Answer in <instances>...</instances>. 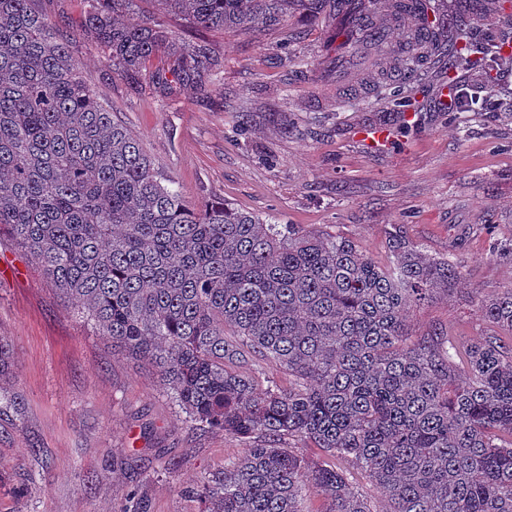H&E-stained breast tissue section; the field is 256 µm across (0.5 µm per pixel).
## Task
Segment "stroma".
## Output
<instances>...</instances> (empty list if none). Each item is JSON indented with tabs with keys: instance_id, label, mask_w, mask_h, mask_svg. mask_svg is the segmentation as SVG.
Here are the masks:
<instances>
[{
	"instance_id": "stroma-1",
	"label": "stroma",
	"mask_w": 512,
	"mask_h": 512,
	"mask_svg": "<svg viewBox=\"0 0 512 512\" xmlns=\"http://www.w3.org/2000/svg\"><path fill=\"white\" fill-rule=\"evenodd\" d=\"M449 21L469 19L485 41L512 37L502 0H437ZM73 34L86 84L141 140L156 172L189 203L225 199L279 224L354 241L388 261L387 236L404 225L433 256L453 254L464 281L417 308L414 335L433 328L487 333L478 292L512 286V263L490 254L512 238V98L494 112H451L442 91L487 87V72L447 62L403 84L401 104L339 88L324 18L297 13L274 27L207 33L224 59L223 96L192 88L165 95L112 70L83 27L84 0H36ZM382 129L379 142L362 138ZM0 337L15 362L0 388L23 398L0 412V512H123L137 491L144 512H203L193 489L244 445L192 427L146 362L113 349L30 257L0 242Z\"/></svg>"
}]
</instances>
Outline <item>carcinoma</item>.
I'll use <instances>...</instances> for the list:
<instances>
[{"mask_svg":"<svg viewBox=\"0 0 512 512\" xmlns=\"http://www.w3.org/2000/svg\"><path fill=\"white\" fill-rule=\"evenodd\" d=\"M34 0H0V236L102 335L147 362L190 422L246 445L195 493L205 512H512V287L479 299L494 331L414 336V308L463 278L401 226L388 264L353 241L264 221L224 199L186 203L140 139L79 75ZM133 0H85L84 27L132 82L216 85L204 41L125 20ZM198 31L278 26L321 0H155ZM456 23L466 66L512 61ZM257 357L288 386L226 366ZM322 452L309 459L297 442ZM344 459L382 490L374 507Z\"/></svg>","mask_w":512,"mask_h":512,"instance_id":"carcinoma-1","label":"carcinoma"}]
</instances>
